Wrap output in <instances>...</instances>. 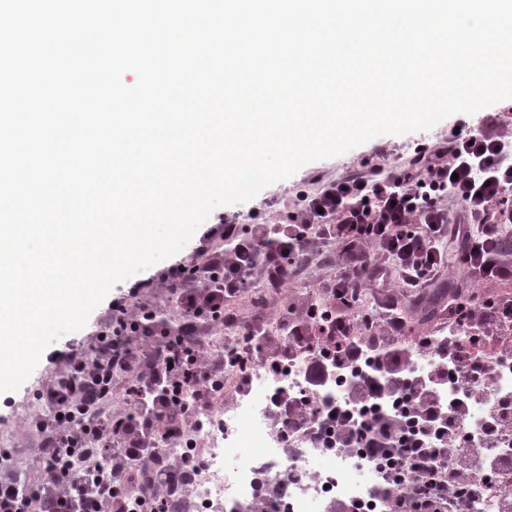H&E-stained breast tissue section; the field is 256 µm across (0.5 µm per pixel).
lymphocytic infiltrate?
Masks as SVG:
<instances>
[{
  "label": "lymphocytic infiltrate",
  "instance_id": "lymphocytic-infiltrate-1",
  "mask_svg": "<svg viewBox=\"0 0 512 512\" xmlns=\"http://www.w3.org/2000/svg\"><path fill=\"white\" fill-rule=\"evenodd\" d=\"M502 113L485 115L481 124L459 121L457 131L432 143L416 144L400 166L364 164L343 176L300 190L284 224H224L222 246L203 241L190 258L166 267L159 285L175 304L178 327L161 322L156 291L135 284L132 304L115 303L103 330L88 351L71 354L67 364L74 380L64 391L43 396L45 415L35 420L43 437L36 460L43 470L32 492L41 512H128L129 497L118 483L133 482L137 493L151 496L154 512H179L183 496L166 491L167 480L191 484V465L163 459L156 446L165 438L187 435L192 415L178 403L175 390L191 391L198 405L209 403L224 369V358L188 335L197 325L223 312L226 303L245 294L257 268L269 279H282L286 265L307 263L316 247L334 246L347 256L346 266L318 290L316 297L288 302L279 311L278 332L269 334L259 321H236L237 346L278 372L282 360L303 355L308 378L327 376L328 363L350 364L361 353L379 349L370 371L362 375L351 399L373 408L384 394L402 403L400 412L371 417L353 427L348 412L322 411L311 399L291 418L330 421L333 444L355 446L371 462L370 473L381 497V512H418L417 497L406 490L417 484L438 512H469L471 501L493 485L492 473L512 461L500 449L512 443V398L496 394L495 369L479 347L493 344L498 355H512V297L488 296V283L512 282V261L503 258L512 240V136L504 134ZM460 248L470 290L448 299L449 334L409 337V321L394 303L362 304V285L378 275L375 252L388 254L406 297L416 300L450 261L447 235ZM474 334L463 341L457 329ZM435 350L438 361L426 370L410 369L421 352ZM455 359L448 370L446 359ZM137 367L136 381L122 408L87 433L82 410L104 397L97 382L104 369ZM463 386V397L439 406L435 386L448 376ZM483 404L489 426L479 441L464 427L469 404ZM138 416L125 423L127 408ZM80 448L82 469L62 476L56 460L60 442ZM429 459L418 467V459ZM111 471L102 474L101 460Z\"/></svg>",
  "mask_w": 512,
  "mask_h": 512
}]
</instances>
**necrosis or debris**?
<instances>
[{
    "instance_id": "4bbe7bcc",
    "label": "necrosis or debris",
    "mask_w": 512,
    "mask_h": 512,
    "mask_svg": "<svg viewBox=\"0 0 512 512\" xmlns=\"http://www.w3.org/2000/svg\"><path fill=\"white\" fill-rule=\"evenodd\" d=\"M372 359V353H365L354 365L331 370L317 386L308 383L301 360L285 362L274 376L255 362L248 373L250 387L243 391L238 388L240 371L227 363L210 404L198 411L202 431L196 442L162 447L166 457L199 461L189 512H249L284 475L307 468L315 470V481L290 482L277 500V512H324L336 500L377 512L379 492L371 480L359 477L357 457H340L319 445L326 423L305 426L303 433L285 438L270 420L285 397H311L329 407L346 404Z\"/></svg>"
}]
</instances>
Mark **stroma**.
I'll use <instances>...</instances> for the list:
<instances>
[{"label": "stroma", "mask_w": 512, "mask_h": 512, "mask_svg": "<svg viewBox=\"0 0 512 512\" xmlns=\"http://www.w3.org/2000/svg\"><path fill=\"white\" fill-rule=\"evenodd\" d=\"M454 123V117L450 116L427 130L405 135H379L342 155L310 162L290 178L267 186L248 202L217 207L207 218L204 226L215 231L225 219L235 216L239 217L241 224L245 225L249 222L250 212L261 207L265 208L271 221L279 224L287 223L288 215L280 206L281 200L292 197L296 191L308 187L312 179L317 177L328 179L342 174L347 167L360 164L365 160H375L377 150L383 147L390 148L393 157H401L411 151L417 142L431 143L440 135L449 133ZM344 260L345 256L339 250L330 248L321 250L300 275L289 279L285 293L274 294L264 298L260 303L256 302L252 295L245 294L234 299L231 306L237 309L245 319L252 318L260 312L265 313L266 317H274L283 298L299 300L311 296L320 285L333 276ZM450 279L454 280L459 287L464 286L466 281L464 272L460 269L452 270L448 274L440 273L438 282L426 289L419 303H405L404 308L408 314L413 335L430 336L439 329L442 309L446 303L445 283ZM131 286L132 283L128 280L116 284L108 298L104 299L92 312L85 327L53 343V350L68 352L87 348L93 333L104 327L113 299L126 296ZM62 368V363L52 362L45 356L41 357L30 378L17 391L0 393V430L6 429L11 432L13 437L11 454L14 458H32L39 442L31 418L20 411L21 405L33 398L39 384L53 379Z\"/></svg>", "instance_id": "obj_1"}]
</instances>
